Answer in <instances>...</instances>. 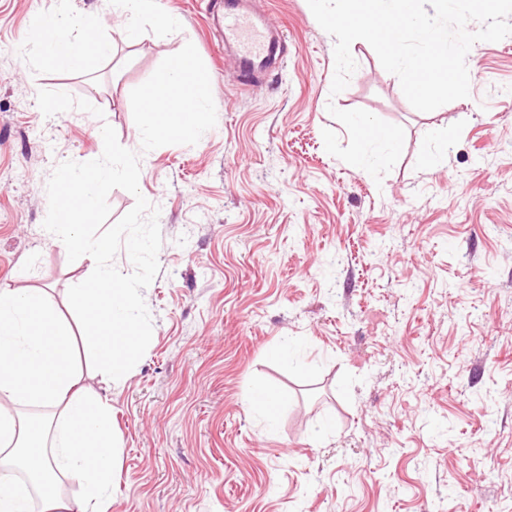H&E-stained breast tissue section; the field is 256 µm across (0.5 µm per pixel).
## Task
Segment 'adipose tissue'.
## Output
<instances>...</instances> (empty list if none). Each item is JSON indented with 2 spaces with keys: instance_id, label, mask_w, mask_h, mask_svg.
<instances>
[{
  "instance_id": "obj_1",
  "label": "adipose tissue",
  "mask_w": 512,
  "mask_h": 512,
  "mask_svg": "<svg viewBox=\"0 0 512 512\" xmlns=\"http://www.w3.org/2000/svg\"><path fill=\"white\" fill-rule=\"evenodd\" d=\"M90 17L73 14L58 0L51 17H36L29 56L47 67L73 68L110 53L108 43L88 37ZM83 31L78 42L50 49L52 32ZM207 75L192 48H185L164 77L163 88L141 94L138 141L203 137L208 110ZM74 338L47 289L0 285V467L25 479L0 476V512H107L116 479L112 415L97 391L80 386ZM76 481L79 497L65 500L43 489L44 475Z\"/></svg>"
}]
</instances>
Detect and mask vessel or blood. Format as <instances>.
<instances>
[{
    "label": "vessel or blood",
    "mask_w": 512,
    "mask_h": 512,
    "mask_svg": "<svg viewBox=\"0 0 512 512\" xmlns=\"http://www.w3.org/2000/svg\"><path fill=\"white\" fill-rule=\"evenodd\" d=\"M249 0H224L213 22L224 35L225 46L234 50L242 81L249 82L267 71L280 49L284 34L273 29L265 14L250 8Z\"/></svg>",
    "instance_id": "b4317fda"
}]
</instances>
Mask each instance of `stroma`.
Instances as JSON below:
<instances>
[{"mask_svg":"<svg viewBox=\"0 0 512 512\" xmlns=\"http://www.w3.org/2000/svg\"><path fill=\"white\" fill-rule=\"evenodd\" d=\"M71 2L112 46L81 70L22 53L56 0H0V285L53 289L72 316L88 263L50 241L46 184L111 125L162 246L142 359L113 382L82 364L118 443L108 512H512V36L473 45L468 101L420 112L362 44L331 95L335 39L307 0H254L285 42L251 89L210 0H157L180 32L133 35L112 0ZM188 43L207 134L139 143L141 92ZM331 104L403 128L382 180L326 152L323 129L349 142ZM263 388L285 402L272 427L250 406Z\"/></svg>","mask_w":512,"mask_h":512,"instance_id":"stroma-1","label":"stroma"}]
</instances>
